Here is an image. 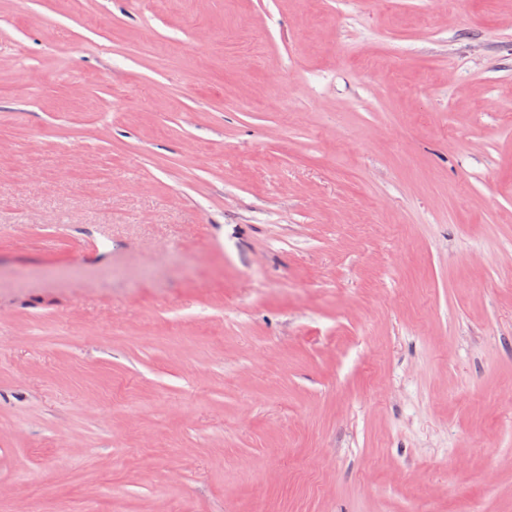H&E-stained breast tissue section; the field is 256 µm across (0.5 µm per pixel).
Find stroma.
Wrapping results in <instances>:
<instances>
[{
    "label": "stroma",
    "instance_id": "obj_1",
    "mask_svg": "<svg viewBox=\"0 0 512 512\" xmlns=\"http://www.w3.org/2000/svg\"><path fill=\"white\" fill-rule=\"evenodd\" d=\"M0 512H512V0H0Z\"/></svg>",
    "mask_w": 512,
    "mask_h": 512
}]
</instances>
